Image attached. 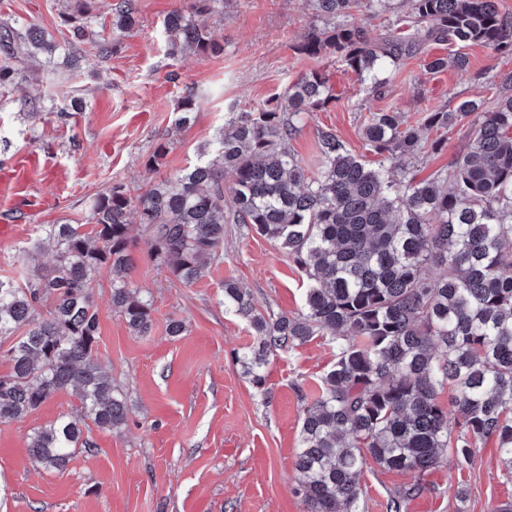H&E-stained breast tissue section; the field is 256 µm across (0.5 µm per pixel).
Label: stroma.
<instances>
[{
    "label": "stroma",
    "mask_w": 512,
    "mask_h": 512,
    "mask_svg": "<svg viewBox=\"0 0 512 512\" xmlns=\"http://www.w3.org/2000/svg\"><path fill=\"white\" fill-rule=\"evenodd\" d=\"M138 15L110 58L67 63V18L74 0H0V21L32 22L57 44L52 59H13L15 79L0 85V279L23 281L22 251L45 224H84L90 200L122 185L134 197L156 181L200 163L201 148L230 118L284 91L299 76L325 73L334 100L310 113L290 142L307 171L318 162L321 132L335 133L356 155H365L367 111L396 107L420 127L424 112L453 109L459 100L492 106L501 80L512 75V55L472 46L466 69L426 72L423 58L405 60L385 98L368 93L354 73L327 58H309L296 47L318 23L305 0H224L212 31L220 55L171 58L163 19L185 0H137ZM198 95L193 122L179 129L175 108L187 90ZM468 128L448 132L438 151L436 134L422 129V152L412 161L421 175L447 168L463 148ZM165 155L156 170L148 160ZM133 287L152 302L149 335L130 333L111 305L112 277L101 269L93 287L100 320L99 360L125 393L127 422L109 432L91 429L93 449L78 453L63 471L30 462L27 436L77 406L61 393L20 420L0 423V512H303L293 491L295 457L306 400L334 361L330 337L270 355L265 385L256 389L236 364L253 349L248 321L224 308V284L236 281L265 315L304 308L307 278L285 250L250 226L224 227L221 260L186 287L149 257L139 224ZM182 319V335L166 333L169 318ZM407 475L367 465L360 476L359 512H386ZM423 489L405 512H455L457 490L466 512H494L512 502L493 446L474 465L458 470L447 460L424 475Z\"/></svg>",
    "instance_id": "1"
}]
</instances>
